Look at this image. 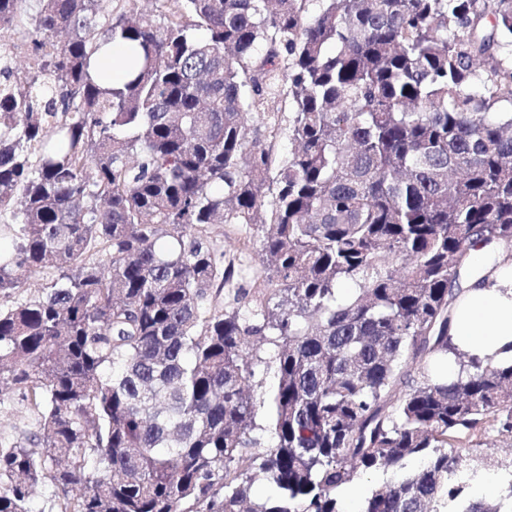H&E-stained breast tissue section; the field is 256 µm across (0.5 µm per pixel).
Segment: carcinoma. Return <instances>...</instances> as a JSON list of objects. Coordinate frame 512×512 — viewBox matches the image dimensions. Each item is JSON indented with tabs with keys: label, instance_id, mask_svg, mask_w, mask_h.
<instances>
[{
	"label": "carcinoma",
	"instance_id": "carcinoma-1",
	"mask_svg": "<svg viewBox=\"0 0 512 512\" xmlns=\"http://www.w3.org/2000/svg\"><path fill=\"white\" fill-rule=\"evenodd\" d=\"M27 2L0 0L34 54L0 48V413L35 424L0 433V512H343L412 459L358 512H512L459 474L512 476L473 444L512 441V364L449 334L470 252L512 247V0Z\"/></svg>",
	"mask_w": 512,
	"mask_h": 512
}]
</instances>
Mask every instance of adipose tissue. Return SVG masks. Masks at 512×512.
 <instances>
[{
  "label": "adipose tissue",
  "mask_w": 512,
  "mask_h": 512,
  "mask_svg": "<svg viewBox=\"0 0 512 512\" xmlns=\"http://www.w3.org/2000/svg\"><path fill=\"white\" fill-rule=\"evenodd\" d=\"M478 275L468 279L456 300L453 343L480 360L512 363V250L475 251Z\"/></svg>",
  "instance_id": "adipose-tissue-1"
}]
</instances>
